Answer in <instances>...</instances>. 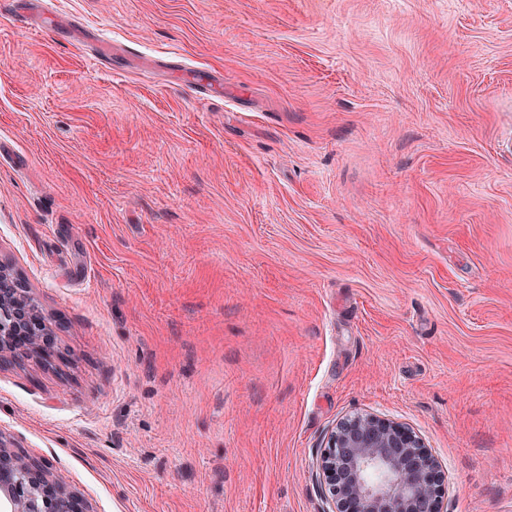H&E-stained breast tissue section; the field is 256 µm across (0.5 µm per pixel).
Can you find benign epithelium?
Wrapping results in <instances>:
<instances>
[{
  "mask_svg": "<svg viewBox=\"0 0 512 512\" xmlns=\"http://www.w3.org/2000/svg\"><path fill=\"white\" fill-rule=\"evenodd\" d=\"M0 363L58 356L38 301L0 264ZM319 484L329 512H444L446 474L410 428L372 414L343 419L321 448ZM5 512H96L46 457L31 456L0 431Z\"/></svg>",
  "mask_w": 512,
  "mask_h": 512,
  "instance_id": "obj_1",
  "label": "benign epithelium"
}]
</instances>
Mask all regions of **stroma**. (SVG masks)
Listing matches in <instances>:
<instances>
[{
	"instance_id": "obj_1",
	"label": "stroma",
	"mask_w": 512,
	"mask_h": 512,
	"mask_svg": "<svg viewBox=\"0 0 512 512\" xmlns=\"http://www.w3.org/2000/svg\"><path fill=\"white\" fill-rule=\"evenodd\" d=\"M0 263L64 356L0 430L98 512H326L356 413L512 512V0H0Z\"/></svg>"
}]
</instances>
